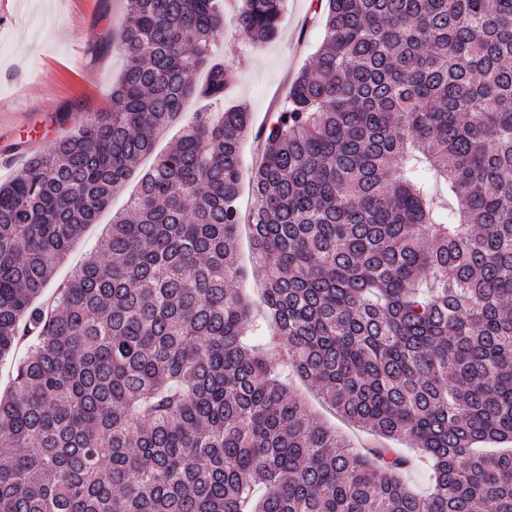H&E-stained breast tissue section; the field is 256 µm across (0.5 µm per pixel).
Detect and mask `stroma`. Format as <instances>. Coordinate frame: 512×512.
<instances>
[{
  "label": "stroma",
  "instance_id": "stroma-1",
  "mask_svg": "<svg viewBox=\"0 0 512 512\" xmlns=\"http://www.w3.org/2000/svg\"><path fill=\"white\" fill-rule=\"evenodd\" d=\"M126 8V0H0L1 181L31 155L52 149L86 114L108 107L126 64L112 49L121 36ZM310 16L311 0H286L277 38L261 46L253 45L234 23L225 27L220 57L236 80L224 100L245 103L252 114L245 168L254 167L260 134L274 121L295 78L323 40V28L312 24ZM63 111L70 118L62 125L56 117ZM136 183L129 178L98 223L77 240L56 268L49 292H56L74 266L96 249L113 215L125 211ZM293 389L312 414L352 447L373 442V435L337 415L309 383L295 381Z\"/></svg>",
  "mask_w": 512,
  "mask_h": 512
}]
</instances>
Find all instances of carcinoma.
Segmentation results:
<instances>
[{
  "label": "carcinoma",
  "instance_id": "obj_1",
  "mask_svg": "<svg viewBox=\"0 0 512 512\" xmlns=\"http://www.w3.org/2000/svg\"><path fill=\"white\" fill-rule=\"evenodd\" d=\"M112 108L0 183V512H512V0H315L322 46L265 131L237 283L248 106L224 0H127ZM285 0H242L273 41ZM207 71L200 85L194 74ZM129 211L39 303L154 153ZM395 448L358 451L294 393ZM207 108V103L204 100H191L185 106V109L182 113L181 118L178 122L173 124L169 129H167L157 140V152L164 151V149L169 145V142L179 134L180 127L188 122L193 120L195 115L194 112H198Z\"/></svg>",
  "mask_w": 512,
  "mask_h": 512
}]
</instances>
